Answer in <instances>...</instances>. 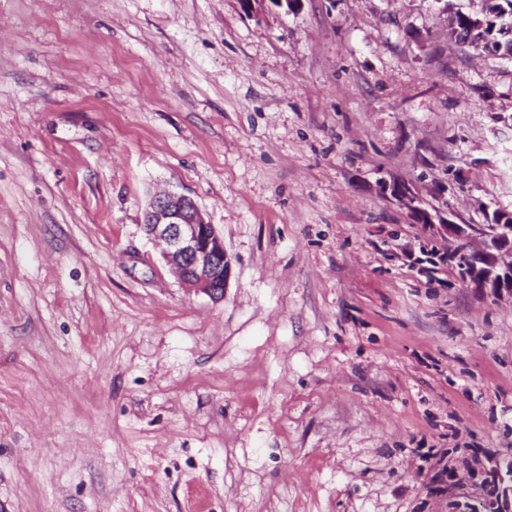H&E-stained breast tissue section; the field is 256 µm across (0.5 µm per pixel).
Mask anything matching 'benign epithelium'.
Instances as JSON below:
<instances>
[{
	"label": "benign epithelium",
	"instance_id": "obj_1",
	"mask_svg": "<svg viewBox=\"0 0 512 512\" xmlns=\"http://www.w3.org/2000/svg\"><path fill=\"white\" fill-rule=\"evenodd\" d=\"M269 3L288 14L298 9L300 0H242L243 11L258 20ZM382 188L421 225L424 244L441 243L438 256L459 282L482 298L512 299V211H498L497 223L490 215L480 226L459 224L439 210L424 208L408 184L385 182ZM143 225L149 238L163 243L162 261L184 287L224 299V237L193 198L172 191L151 197Z\"/></svg>",
	"mask_w": 512,
	"mask_h": 512
}]
</instances>
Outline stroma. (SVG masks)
Returning <instances> with one entry per match:
<instances>
[{
    "mask_svg": "<svg viewBox=\"0 0 512 512\" xmlns=\"http://www.w3.org/2000/svg\"><path fill=\"white\" fill-rule=\"evenodd\" d=\"M482 0H0V512H455L512 458V303L383 182L512 210ZM224 237V298L146 238ZM267 2L285 14L296 11L300 5V0H242V10L249 17L258 20L266 12ZM143 225L150 239L163 243L162 261L185 288L223 300L224 237L193 198L172 191L151 197Z\"/></svg>",
    "mask_w": 512,
    "mask_h": 512,
    "instance_id": "35a3bbf8",
    "label": "stroma"
}]
</instances>
